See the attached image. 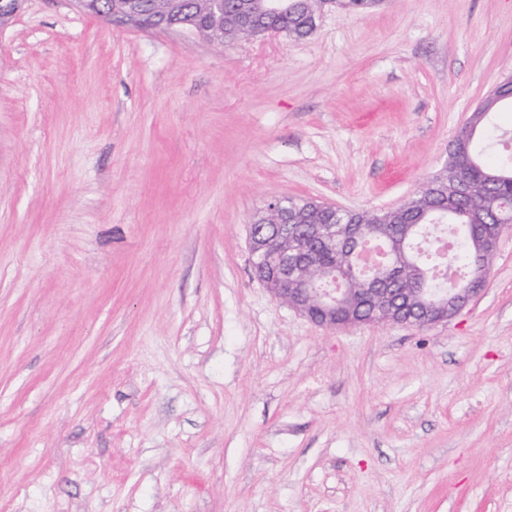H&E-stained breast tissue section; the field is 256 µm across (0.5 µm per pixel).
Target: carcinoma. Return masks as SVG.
I'll list each match as a JSON object with an SVG mask.
<instances>
[{
	"label": "carcinoma",
	"instance_id": "cac0c4a2",
	"mask_svg": "<svg viewBox=\"0 0 512 512\" xmlns=\"http://www.w3.org/2000/svg\"><path fill=\"white\" fill-rule=\"evenodd\" d=\"M314 0H288V12L272 18L255 14L258 24H274L288 29V36L304 39L313 33L308 24ZM487 120L474 129H461L449 151L448 167L430 177L421 190L400 207L387 210L333 211L318 201L290 199L284 204L283 219L290 224H332L336 240L316 238L302 240V248L319 255L321 265L336 275L339 294L353 298V303L336 311V321H359L372 317H388L383 304L362 296L366 275L356 266L355 257L364 243L376 240L391 245L388 261L375 270L386 275L390 287L398 289L402 309L413 311V291L428 293L444 287L438 277L441 264L456 266L465 273L459 286L473 280V271L480 262L490 265L494 252L482 242L498 231V225L512 224V152H503L496 168L486 166L482 152L492 145L488 139L479 140ZM450 226L458 249L446 258L436 251L435 238L440 226Z\"/></svg>",
	"mask_w": 512,
	"mask_h": 512
}]
</instances>
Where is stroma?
Here are the masks:
<instances>
[{
  "mask_svg": "<svg viewBox=\"0 0 512 512\" xmlns=\"http://www.w3.org/2000/svg\"><path fill=\"white\" fill-rule=\"evenodd\" d=\"M512 76V0L314 32L0 27V512H512V229L428 328L315 326L254 277L273 197L399 206Z\"/></svg>",
  "mask_w": 512,
  "mask_h": 512,
  "instance_id": "stroma-1",
  "label": "stroma"
}]
</instances>
